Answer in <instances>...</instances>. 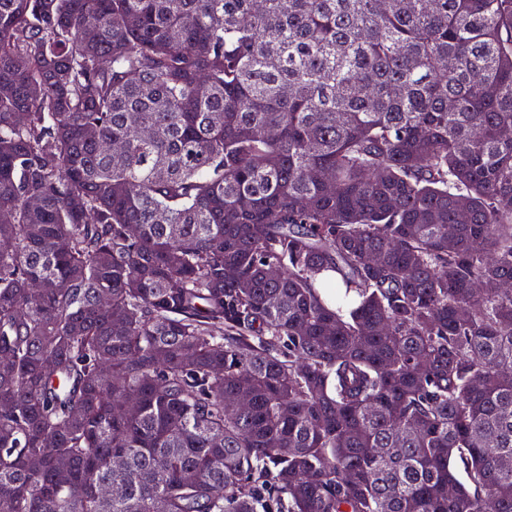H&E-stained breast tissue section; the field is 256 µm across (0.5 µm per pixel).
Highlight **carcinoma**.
<instances>
[{
    "instance_id": "1",
    "label": "carcinoma",
    "mask_w": 512,
    "mask_h": 512,
    "mask_svg": "<svg viewBox=\"0 0 512 512\" xmlns=\"http://www.w3.org/2000/svg\"><path fill=\"white\" fill-rule=\"evenodd\" d=\"M506 129L512 0H0V512H512Z\"/></svg>"
}]
</instances>
